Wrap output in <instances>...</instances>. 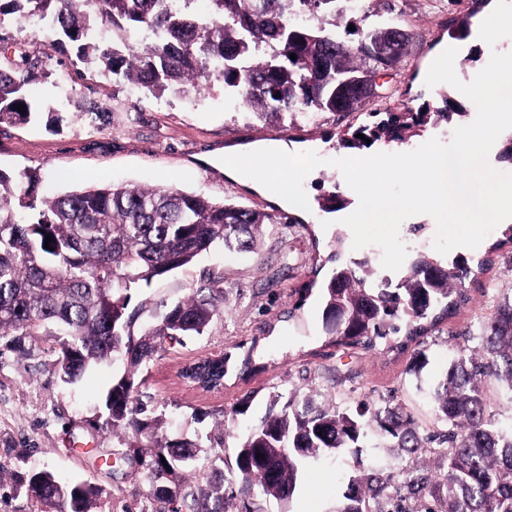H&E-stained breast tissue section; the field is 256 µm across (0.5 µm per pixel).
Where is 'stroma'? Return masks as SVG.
I'll use <instances>...</instances> for the list:
<instances>
[{"mask_svg":"<svg viewBox=\"0 0 512 512\" xmlns=\"http://www.w3.org/2000/svg\"><path fill=\"white\" fill-rule=\"evenodd\" d=\"M472 8L471 0H363L360 10L338 21L340 30L365 31L393 21L412 36V45L384 87L382 112H435L444 98L456 99L459 115L450 121L416 127L408 141L415 149L431 138L449 142L456 126L471 123L475 113L455 88L439 91L425 84L428 64L449 40L460 38L458 20ZM8 33L23 41L43 70L32 88L38 98L62 120L42 119L0 125V170L9 174L37 173L35 195L90 184H143L175 187L229 199L273 213L268 197L228 179L221 158L227 149H246L271 140L290 148L308 147L321 157H332L337 142L326 134L343 135L372 123L368 110L346 116L315 112L281 125L251 118L245 105L228 98L221 83L186 97L162 100L128 92L87 64H78L71 84L56 75L60 60L74 58L76 45L66 42L44 58V39L33 27ZM333 231L324 229L317 210L303 215L299 224H267L261 245L253 253H237L217 246L192 264L177 269L150 285L131 291L132 306L143 312L136 331L151 326L156 316L148 304L164 299L182 300L205 275L223 274L226 288L224 315L206 335L185 345L159 351L144 372V392L154 399L163 424L159 436L193 440L214 425L209 410L224 409V471L234 465L239 439L264 417L275 396L340 407L366 401L378 406H401L426 427H433L432 401L455 349V335H478L481 323L493 312L504 289H512V246L493 253L490 268L469 288V302L438 331L425 336L415 365L413 351L387 355L361 348L336 347L326 341L321 304L310 297L295 322L277 317L293 302V293L309 280L316 253H328ZM277 327L265 343L259 369L242 380L228 381L223 390L204 392L182 379L187 363L218 356L243 339L261 335L269 322ZM53 339L39 342L32 355L15 351L0 356V475L11 478L50 470L67 481H88L102 488L94 512H123L143 489L144 469L125 462L129 441L113 436L106 424L105 397L113 378L123 373L124 359L114 356L92 366L77 381L63 382L53 367ZM244 411L236 406L242 398ZM206 412L197 421V412ZM116 467H106V459ZM394 457L380 436L368 435L359 451L311 466L290 502L256 497L258 512H334L359 468L390 470Z\"/></svg>","mask_w":512,"mask_h":512,"instance_id":"obj_1","label":"stroma"}]
</instances>
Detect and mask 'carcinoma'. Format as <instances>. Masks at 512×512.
<instances>
[{
  "instance_id": "cac0c4a2",
  "label": "carcinoma",
  "mask_w": 512,
  "mask_h": 512,
  "mask_svg": "<svg viewBox=\"0 0 512 512\" xmlns=\"http://www.w3.org/2000/svg\"><path fill=\"white\" fill-rule=\"evenodd\" d=\"M358 0H0V20L23 23L47 19L54 33L77 45L78 58L94 54L98 69L120 85L130 83L156 100L175 89L198 92L212 82L252 109L259 120L281 123L310 112L348 114L375 100L350 86L375 76L382 66L373 45L396 31L402 38L391 64L407 52L408 33L389 24L361 33L357 43L336 36V16ZM137 37L141 49L123 53L89 39L93 16ZM18 61L0 68V124L21 123L45 103L28 86L38 62L16 45ZM296 54L291 59L290 54ZM26 106L21 114L14 106ZM428 113L411 115L383 131L361 126L353 147L366 140L405 141V133L426 123ZM364 138L357 137V134ZM38 177L0 171V341L23 351L44 336L58 339L54 368L74 382L90 366L120 355L125 372L106 397L107 424L115 435H146L137 454L150 457L142 499L124 512H226L227 499H240L242 512H256V494L286 501L306 464L357 449L376 428L389 439L395 460L402 453L435 455L444 473L400 468L402 480L368 468L352 477L336 512H406L414 500L420 512H512V425L496 418L485 391L498 384L512 392V290L502 293L481 325L477 344L457 345L434 396L441 433H420L401 407L375 408L365 401L353 409L319 405L311 399L273 400L264 418L236 449L235 474L224 482V410L218 433L205 439L167 441L157 437L160 416L139 390L137 373L153 353L206 334L224 311V276L210 275L187 298L157 303L158 323L140 336V309L130 307V290L193 263L215 245L254 252L264 224L295 218L257 211L233 202H214L175 188L137 184L77 188L41 198L27 191ZM50 235V249L45 236ZM492 263L488 256L456 255L447 262L415 242L400 277L378 274L371 257H352L332 270L319 291L322 325L336 346L404 351L420 345L443 320L468 300V285ZM233 355L194 366L218 386L233 367ZM263 457L258 458L256 454ZM24 494L36 512H93L102 489L89 482H64L39 471L0 492Z\"/></svg>"
}]
</instances>
